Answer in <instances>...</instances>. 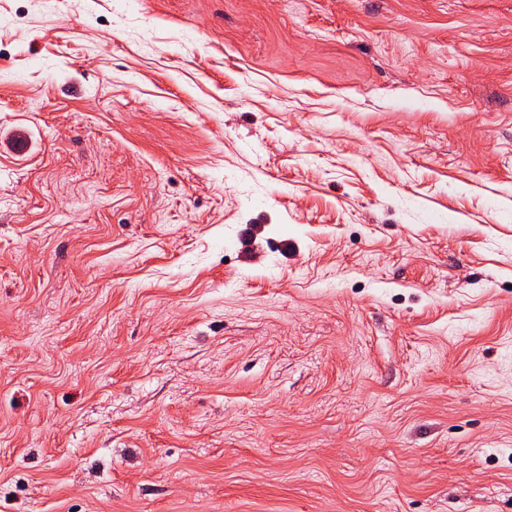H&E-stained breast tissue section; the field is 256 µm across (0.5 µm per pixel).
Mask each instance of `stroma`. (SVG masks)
Masks as SVG:
<instances>
[{
	"label": "stroma",
	"instance_id": "stroma-1",
	"mask_svg": "<svg viewBox=\"0 0 512 512\" xmlns=\"http://www.w3.org/2000/svg\"><path fill=\"white\" fill-rule=\"evenodd\" d=\"M0 512H512V0H0Z\"/></svg>",
	"mask_w": 512,
	"mask_h": 512
}]
</instances>
